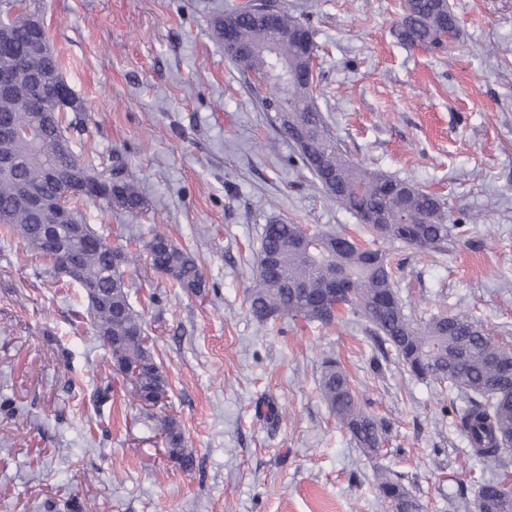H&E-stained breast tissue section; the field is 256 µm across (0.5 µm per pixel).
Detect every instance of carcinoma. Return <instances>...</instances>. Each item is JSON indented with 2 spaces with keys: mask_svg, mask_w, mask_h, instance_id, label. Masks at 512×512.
<instances>
[{
  "mask_svg": "<svg viewBox=\"0 0 512 512\" xmlns=\"http://www.w3.org/2000/svg\"><path fill=\"white\" fill-rule=\"evenodd\" d=\"M245 3L217 17L214 34L224 41V27L233 29L238 45L247 54L228 59L243 73L270 70L272 59L265 50L276 44V55L288 64V82H272L258 90L250 87L264 112L288 114V124L277 128L291 140L295 127L313 125L319 141L300 158L327 199L349 210L358 219L375 214L381 224H364L370 240L354 248L336 252L340 232L315 229L299 238V227L273 219L264 226L253 285L247 301L251 315L261 321L278 316L308 323L328 325L335 317L323 310L321 301L338 275L353 277V292L344 298V311L370 326L371 339L382 359L395 358L404 371L418 380L434 384L440 394L455 395L441 413L451 415V425L469 445L472 457L491 466L480 474L475 491V512H512V492L506 481L512 475V344L495 336L485 323L467 310H445L420 319L405 313L397 291L400 266L393 263L378 243L398 241L425 256L440 254L448 244L451 229L447 204L435 194L403 179L372 171L353 162L340 148L322 116L318 85L306 78L317 45L309 27L276 5L275 23L265 25L247 12ZM10 16L12 58L17 80L13 92L0 95V118H7L22 131H37L36 147L24 137L16 142L14 159H0V230L18 238L26 251L49 268L53 262L46 229L56 237L69 239V227L55 223L54 208L62 196L60 183L48 181L45 164L56 156L57 142L70 139L75 123L56 110L57 101L47 95L36 99L31 81L53 73L46 62L31 54L29 14L31 0H0V14ZM458 16L448 0H403L397 26L398 38L410 45L430 50H446L459 37ZM336 175V184L326 186L323 176ZM93 180L112 187L113 198L86 196L129 214L145 207L139 187L127 173L120 158L112 167L90 172ZM24 185L47 201L36 210L18 195ZM83 236L100 246L87 249L76 243V287L88 302L96 335L110 354L112 365L122 374L139 371V387L154 392L168 387L157 365L142 316L130 300L126 272L137 267L140 257L120 246L92 225L82 223ZM147 260L156 272L166 276L183 292L199 294L206 287L205 276L194 256L175 245L156 228L146 244ZM320 394L337 421L349 432L361 454L368 459L384 456L392 424L366 408L365 394L333 358L324 361ZM464 403L459 408L456 402ZM151 423L159 431L170 456L188 468L193 458L184 448V436L176 421L157 416L143 405ZM374 483L381 512H424V504L405 483V475L377 465Z\"/></svg>",
  "mask_w": 512,
  "mask_h": 512,
  "instance_id": "obj_1",
  "label": "carcinoma"
}]
</instances>
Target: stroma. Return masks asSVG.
<instances>
[{
  "label": "stroma",
  "mask_w": 512,
  "mask_h": 512,
  "mask_svg": "<svg viewBox=\"0 0 512 512\" xmlns=\"http://www.w3.org/2000/svg\"><path fill=\"white\" fill-rule=\"evenodd\" d=\"M240 2H34L88 107L75 152L96 167L121 157L147 201L136 216L81 203L87 223L140 256L151 225H164L207 288L182 293L143 264L130 272L167 413L195 456L187 471L143 425L79 289L0 233V437L11 442L0 448V512H39L48 499H92L99 512H380L378 463L408 475L426 512H474L481 463L467 459L432 385L394 360L373 373L366 322L343 312L327 326L261 322L248 311L270 219L362 232L225 58L213 21ZM282 2L314 34L318 105L349 158L447 204L448 252L431 260L383 245L402 266L406 313L461 306L512 341V0H450L462 36L447 52L395 38L401 0ZM328 356L393 424L380 461L360 456L320 395ZM105 385L111 397L97 403Z\"/></svg>",
  "instance_id": "35a3bbf8"
}]
</instances>
